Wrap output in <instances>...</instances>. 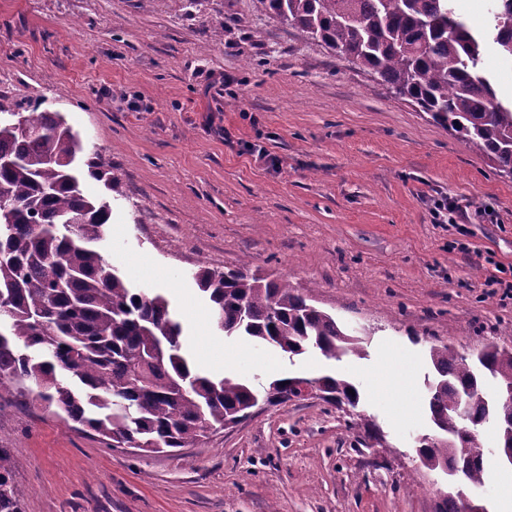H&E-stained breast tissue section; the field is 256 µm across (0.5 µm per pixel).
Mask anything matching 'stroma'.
Masks as SVG:
<instances>
[{
    "label": "stroma",
    "instance_id": "obj_1",
    "mask_svg": "<svg viewBox=\"0 0 512 512\" xmlns=\"http://www.w3.org/2000/svg\"><path fill=\"white\" fill-rule=\"evenodd\" d=\"M37 103L113 181L83 178L122 225L106 259L168 296L209 375L333 371L363 401L264 405L198 447L147 453L4 394L0 448L23 512H435L445 483L415 442L431 431L426 352L512 347V178L257 0H0V110ZM438 200L460 223L436 222ZM134 253L155 276L134 273ZM201 265L287 278L357 331L363 355L254 348L225 365L243 341L212 327ZM391 352L412 369L407 388L381 381ZM362 414L380 446L362 445Z\"/></svg>",
    "mask_w": 512,
    "mask_h": 512
}]
</instances>
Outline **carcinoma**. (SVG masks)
I'll list each match as a JSON object with an SVG mask.
<instances>
[{
  "label": "carcinoma",
  "instance_id": "1",
  "mask_svg": "<svg viewBox=\"0 0 512 512\" xmlns=\"http://www.w3.org/2000/svg\"><path fill=\"white\" fill-rule=\"evenodd\" d=\"M487 33L473 31L452 0H258L262 9L377 75L395 95L512 178V103L498 100L481 66L488 42L512 56V0H492ZM79 136L59 112L37 107L0 117V393L34 394L73 422L146 452L192 448L205 429L234 424L254 402L279 403L292 377L254 385L199 371L169 300L135 287L103 255L111 209L87 196ZM193 279L218 330L293 359L360 356L359 339L288 280L245 268H199ZM432 441L422 465L461 488L436 512H464L463 488L485 485V455L465 460L463 442L493 422V454L512 456V349L494 341L470 352L429 347ZM326 398L357 407L345 376L313 379ZM354 393H349V390ZM10 452L0 448V512H22Z\"/></svg>",
  "mask_w": 512,
  "mask_h": 512
}]
</instances>
